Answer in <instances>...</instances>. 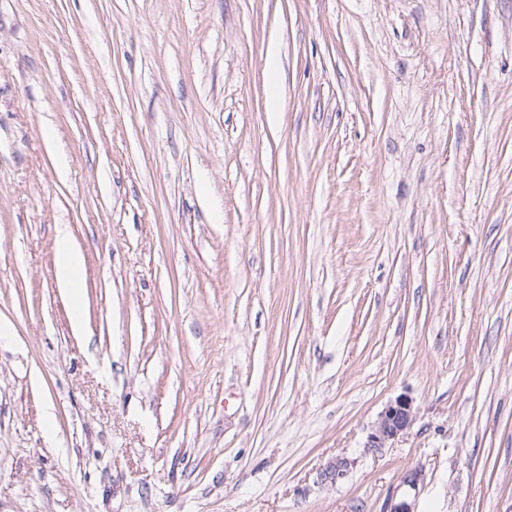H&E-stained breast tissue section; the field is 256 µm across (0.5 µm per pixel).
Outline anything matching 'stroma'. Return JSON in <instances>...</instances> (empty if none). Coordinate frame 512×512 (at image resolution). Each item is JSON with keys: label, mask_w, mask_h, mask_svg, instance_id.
Listing matches in <instances>:
<instances>
[{"label": "stroma", "mask_w": 512, "mask_h": 512, "mask_svg": "<svg viewBox=\"0 0 512 512\" xmlns=\"http://www.w3.org/2000/svg\"><path fill=\"white\" fill-rule=\"evenodd\" d=\"M0 321V512H512V0H0ZM56 279L61 288H72L79 283L83 274L84 259L79 251L68 242L63 231L57 236ZM416 412L412 400L398 397L380 413L372 432L368 435L366 448L381 450L402 436L413 424ZM352 463L343 457H336L329 462L320 474L321 483L336 485L342 482L349 473Z\"/></svg>", "instance_id": "obj_1"}]
</instances>
